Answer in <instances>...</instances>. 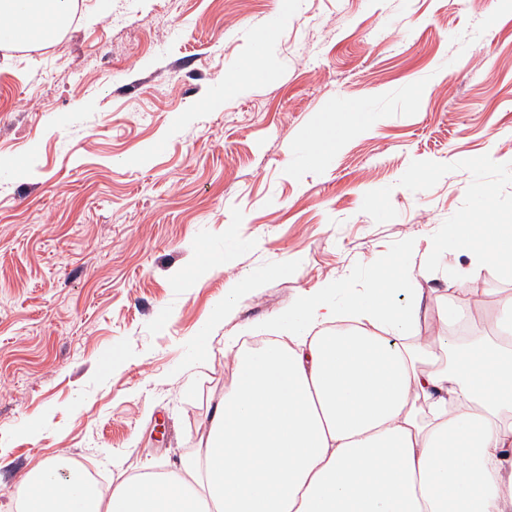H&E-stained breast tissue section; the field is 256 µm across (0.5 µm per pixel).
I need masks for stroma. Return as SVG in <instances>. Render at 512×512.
Instances as JSON below:
<instances>
[{
    "label": "stroma",
    "instance_id": "1",
    "mask_svg": "<svg viewBox=\"0 0 512 512\" xmlns=\"http://www.w3.org/2000/svg\"><path fill=\"white\" fill-rule=\"evenodd\" d=\"M462 222L512 225V0H78L0 48V512L51 455L108 488L168 470L225 339L319 289L446 298ZM507 289L470 279V335Z\"/></svg>",
    "mask_w": 512,
    "mask_h": 512
}]
</instances>
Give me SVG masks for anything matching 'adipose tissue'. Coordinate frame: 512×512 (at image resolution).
<instances>
[{
    "mask_svg": "<svg viewBox=\"0 0 512 512\" xmlns=\"http://www.w3.org/2000/svg\"><path fill=\"white\" fill-rule=\"evenodd\" d=\"M72 0H0V47L26 45L70 20ZM441 250L512 277V229L490 224L474 248L454 224ZM397 278L325 294L270 318L275 337L224 342L231 385L198 453L163 475L104 493L49 457L13 495L22 512H512V292L498 294L492 333L461 352L467 311L415 295L395 306ZM442 335L420 336L428 319Z\"/></svg>",
    "mask_w": 512,
    "mask_h": 512,
    "instance_id": "obj_1",
    "label": "adipose tissue"
}]
</instances>
